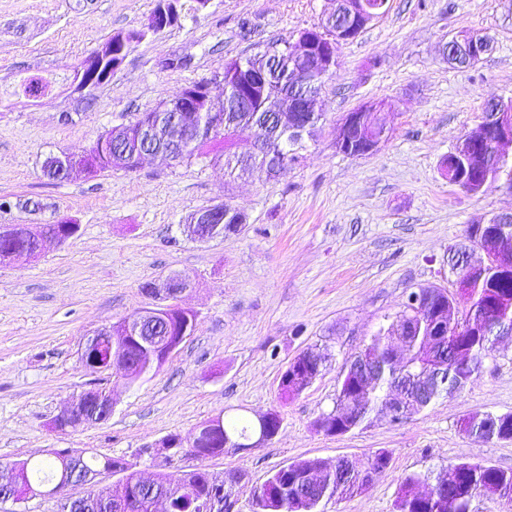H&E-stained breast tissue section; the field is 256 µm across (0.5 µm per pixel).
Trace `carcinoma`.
<instances>
[{
	"label": "carcinoma",
	"mask_w": 512,
	"mask_h": 512,
	"mask_svg": "<svg viewBox=\"0 0 512 512\" xmlns=\"http://www.w3.org/2000/svg\"><path fill=\"white\" fill-rule=\"evenodd\" d=\"M260 69L268 74L264 90L257 91L256 100L240 109L235 105L224 108V127L212 133L203 132L189 145L183 159L189 161L208 155L205 148L220 139L224 142V170L230 176L242 177L256 168L264 169L271 176L283 172L288 164L296 160L290 154L294 144L286 142L281 133L267 124L265 99H274L277 94L294 80L295 63L290 57L288 42H272L264 50L245 59H231L224 63V84L236 77L243 69ZM254 139L262 142L261 153L250 152ZM137 155L136 143L127 146V155L120 163L102 157L90 170L119 168L128 164ZM246 223L245 216L233 206L224 210V231L234 233L238 225ZM481 235L497 239L501 249L512 254V227L502 230L491 220L480 228ZM37 248L32 233L21 235L13 245L0 244V260L9 255L10 247ZM424 290L431 292L428 308L424 312L411 314L402 309L395 314L387 328L379 330L367 346V356L375 362L369 381L361 391L353 390L354 371L342 370L340 386L333 408L316 420V426L329 435L336 426V418L355 417L358 425L367 422L374 412L385 408L384 401L396 382L397 364L416 371L429 362L435 353L434 336L448 334V345L455 347L460 358L456 364H447L444 376L431 384L419 407L410 410L418 413L442 395L461 391L479 371L484 360L490 356L497 332L501 327L494 321L504 320L512 324V312L505 313V307L512 304V276L505 277L496 267L490 265L478 273L473 280L471 291L456 298L447 295V289L438 285H427ZM482 319V325L472 332L460 334L469 313ZM329 354L309 348L303 351L302 371L296 376L303 378L300 387L288 386L280 391V397L288 399L300 394L305 382L316 377L328 361ZM137 363L129 377L133 384L142 376L160 367L149 362L147 355L133 356ZM487 432L493 437L488 441L512 440V413L504 418L487 421ZM205 431L196 442L197 458L205 460L226 453L228 440L248 442L257 428V423L244 417L224 419L219 415L204 422ZM390 455L378 451L368 458L364 469L342 473L325 465L320 460H297L276 470L260 487L251 492V512H321V505L365 491L382 477L389 466ZM110 466L119 469L120 477L109 485L92 487L88 493L89 503L76 508L62 509V512H151L156 498L171 499L172 512H201V498H218L234 505L237 500L233 492L225 488L224 479L204 468L182 472L175 478L158 475L151 480V488L141 499L129 498V490L140 481L134 466L119 458H104L91 454L65 462L52 457L34 463L24 461L6 468V474L18 478L21 488L46 489L57 484L65 471L77 469L87 475ZM437 491L423 494L417 491L416 479L407 478L400 486L396 501L397 512H470L472 499L477 495L496 496L512 502V469H502L483 463L461 462L448 466L434 477Z\"/></svg>",
	"instance_id": "1"
}]
</instances>
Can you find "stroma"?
<instances>
[{
    "mask_svg": "<svg viewBox=\"0 0 512 512\" xmlns=\"http://www.w3.org/2000/svg\"><path fill=\"white\" fill-rule=\"evenodd\" d=\"M180 25L135 43L108 83L76 88L83 60L105 39L139 28L154 0H0V226L50 224L67 217L79 232L35 256L0 262V461L46 458L53 450L136 462L143 476L198 466L242 474L235 512L251 491L290 462L349 458L377 450L386 476L324 512H396L402 482L430 490L458 462L512 469V440L485 442L462 422L512 413V338L495 343L462 391L392 422L372 420L341 436L318 432L332 409L342 366L402 309L408 294L450 285L448 248L467 225L512 211L505 181L478 194L450 185L443 162L492 100L512 99V0H389L386 12L337 50L321 98L318 134L278 177L243 179L208 156L169 162L145 157L131 171H77L57 181L47 155L77 156L103 134L175 99L194 82L221 95L226 61L270 40L292 42L317 26L332 0H181ZM485 34L491 51L469 67L448 65L444 42ZM47 84L38 97L23 85ZM381 102L389 135L379 151L351 157L336 128L359 105ZM242 212L239 232L199 243L179 228L188 214L218 202ZM178 274L191 289L181 307L197 316L189 337L156 371L126 384L120 368L86 369L81 348L95 330L155 306L145 285ZM331 359L300 395L279 397L289 362L310 347ZM112 391L111 417L55 430L53 420L79 394ZM280 411L268 444L206 460L155 455L171 434L192 437L222 414Z\"/></svg>",
    "mask_w": 512,
    "mask_h": 512,
    "instance_id": "1",
    "label": "stroma"
}]
</instances>
